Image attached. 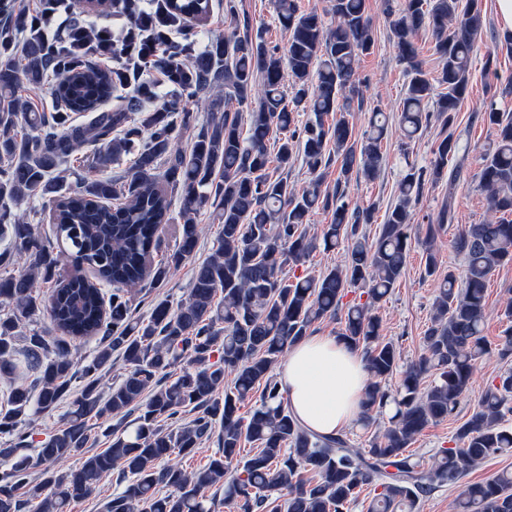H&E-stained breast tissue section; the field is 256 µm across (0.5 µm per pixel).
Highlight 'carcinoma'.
I'll list each match as a JSON object with an SVG mask.
<instances>
[{"label":"carcinoma","instance_id":"obj_1","mask_svg":"<svg viewBox=\"0 0 512 512\" xmlns=\"http://www.w3.org/2000/svg\"><path fill=\"white\" fill-rule=\"evenodd\" d=\"M280 26L288 31L281 54L250 22L197 55L183 72L194 90L214 80L224 83V115L199 128L188 152L177 148L195 116L171 118L165 104L131 121L133 103L100 110L112 96V71L84 63L59 77L54 93L72 112L92 113L89 121L67 124L68 115H46L15 94L23 83L38 85L48 72L52 50L32 37L15 49L14 23H0V239L9 238L25 254L14 266L13 251H0V512H67L71 501L91 494L103 475L119 467L124 490L105 512H213L205 491L224 494V503L243 512H348L363 487H373L368 512H416L423 496L457 484L485 460L512 453V371L497 375L470 417L458 427L454 446L441 448L426 467L408 448L431 423L453 415L476 362L489 353L482 335L486 288L495 268L512 261V115L487 113L496 126V145L485 155L480 183L496 221L462 228L454 242L463 256L461 275L448 270L439 285L435 313L424 336L425 352L403 371L399 355L380 335L372 308L386 299L401 278L411 248L409 208L429 182L441 178L456 142L444 137L426 169L411 168L400 183L399 203L371 238L363 225L372 209L351 206L342 182L358 170L376 178L388 118L372 113L361 138L345 118L328 124L332 112H348L360 55L372 45L366 0H333L336 26L328 28L297 0H273ZM400 60L410 80L400 113L408 150L431 119L450 125L468 93L469 69L481 25L477 0H403L386 4ZM431 31L441 62L431 82L418 61L417 31ZM292 78L293 104L284 93ZM262 94L249 113L242 137L235 105L249 104L256 79ZM443 91L435 93V86ZM314 114L298 124L297 107ZM280 134L270 154L269 135ZM92 148L87 175L71 192L60 193L54 172L75 151ZM302 147L305 164L324 175L339 164L333 193L318 187L296 194L288 173ZM134 155L130 175L116 182L103 177L115 162ZM52 199L54 237L42 238L20 222L11 204L39 194ZM182 200L175 250L158 263L162 225L171 222V198ZM218 211L221 229L209 257L195 268L187 296L176 307L156 303L148 318L136 315L132 292L148 279L163 282L170 269L195 253L203 204ZM333 209L320 237L305 228L317 209ZM455 219L444 205L437 223L426 225L428 274L438 259L431 243ZM350 243L348 257L321 276L285 278L284 268L303 265L318 246L334 250ZM86 263L93 276L75 275L50 296L38 283L50 280L61 257ZM109 285L110 312L102 316V287ZM355 297L348 298L349 294ZM48 315L59 331L33 328ZM339 320V335L363 350L372 383L365 392L361 425L390 409L383 434L361 451L342 434L320 435L291 410L273 368L315 322ZM100 337L94 355L71 357V340ZM121 354L125 373L103 392L101 378L112 352ZM436 378L423 387L429 372ZM34 376V386L21 381ZM233 375L231 384L225 376ZM400 375L395 388L387 386ZM259 392L247 415L241 406ZM72 399L62 426L31 454L19 444L32 421ZM195 410L189 423L182 409ZM109 447L85 454L93 425L112 418ZM218 434V449L205 467L187 471L165 463L172 453H193ZM256 446L240 454L243 443ZM79 457L75 467L59 464ZM457 512H512V471L468 483Z\"/></svg>","mask_w":512,"mask_h":512}]
</instances>
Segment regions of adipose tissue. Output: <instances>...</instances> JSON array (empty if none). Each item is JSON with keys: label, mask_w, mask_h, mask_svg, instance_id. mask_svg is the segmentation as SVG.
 <instances>
[{"label": "adipose tissue", "mask_w": 512, "mask_h": 512, "mask_svg": "<svg viewBox=\"0 0 512 512\" xmlns=\"http://www.w3.org/2000/svg\"><path fill=\"white\" fill-rule=\"evenodd\" d=\"M369 380L365 357L335 336H305L288 352L278 381L290 406L311 430L333 435L362 412Z\"/></svg>", "instance_id": "ef3b65f1"}]
</instances>
